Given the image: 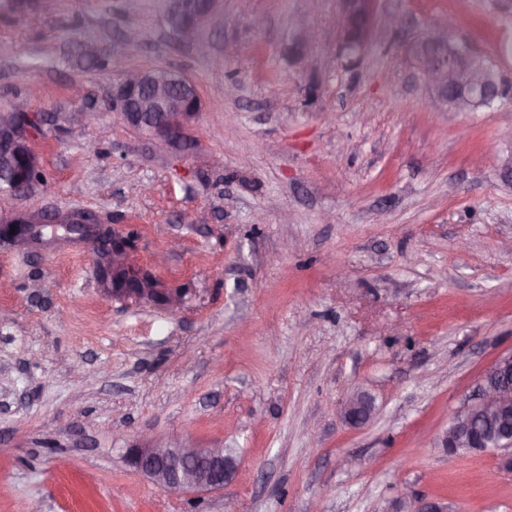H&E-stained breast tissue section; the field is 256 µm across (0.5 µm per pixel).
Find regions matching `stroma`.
Wrapping results in <instances>:
<instances>
[{"label": "stroma", "mask_w": 512, "mask_h": 512, "mask_svg": "<svg viewBox=\"0 0 512 512\" xmlns=\"http://www.w3.org/2000/svg\"><path fill=\"white\" fill-rule=\"evenodd\" d=\"M39 2L0 9V113L59 120L0 219L91 212L181 303L115 293L95 240L0 241V512H512L500 454L439 442L512 352V101L433 111L405 53L451 19L512 82V0H379L356 61L339 0H223L192 43L170 0H56L29 26ZM299 17L321 38L298 55ZM117 40L197 87L166 151L112 122L119 75L87 56ZM157 439L231 449L235 475L165 493L125 460Z\"/></svg>", "instance_id": "1"}]
</instances>
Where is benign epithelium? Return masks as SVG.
Here are the masks:
<instances>
[{
	"label": "benign epithelium",
	"instance_id": "benign-epithelium-1",
	"mask_svg": "<svg viewBox=\"0 0 512 512\" xmlns=\"http://www.w3.org/2000/svg\"><path fill=\"white\" fill-rule=\"evenodd\" d=\"M338 27L340 49L350 58H358L372 35L376 0H340ZM174 31L183 42H192L206 25L223 21L220 0H175ZM451 23L429 34L414 38L406 54L420 67L428 90L429 107L446 111L453 105L463 106L475 96L487 102H502L512 97V85L503 79H487L484 69L474 65L475 56L467 44L448 49ZM122 77L112 87L113 119L119 124L145 129L155 137L156 146L164 149L182 132L188 119L201 110L196 86L182 74L166 68L125 69L116 64ZM50 124L41 112H19L0 118V164L13 173V182L30 189V173L39 168L31 142ZM86 215L63 218L57 214L47 219L18 217L12 225L1 224L0 235L26 239L35 225L89 224ZM128 247L121 236L112 239V275L124 279V290L139 294L145 290L143 279L125 275L124 261ZM512 393V387L481 383L475 401L458 410L443 433V447L469 438L475 413L499 412ZM345 415L354 424L370 419L371 407L362 399H352ZM128 461L149 477L161 490L170 494L216 492L224 489L236 471V461L222 448L170 446L160 441L128 449Z\"/></svg>",
	"mask_w": 512,
	"mask_h": 512
}]
</instances>
